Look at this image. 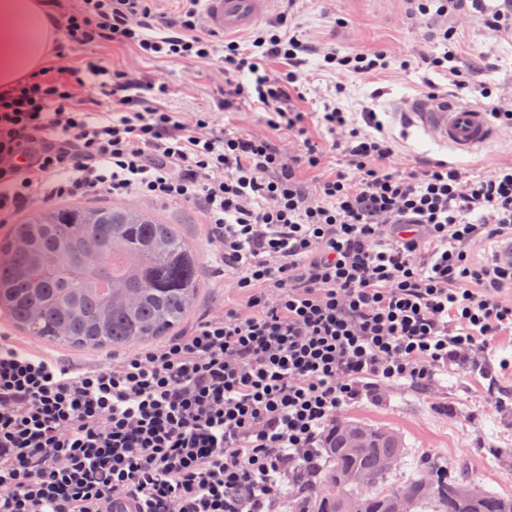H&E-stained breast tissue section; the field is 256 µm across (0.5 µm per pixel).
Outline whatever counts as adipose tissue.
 Instances as JSON below:
<instances>
[{
	"label": "adipose tissue",
	"instance_id": "1",
	"mask_svg": "<svg viewBox=\"0 0 512 512\" xmlns=\"http://www.w3.org/2000/svg\"><path fill=\"white\" fill-rule=\"evenodd\" d=\"M55 41L38 0H0V91L37 71Z\"/></svg>",
	"mask_w": 512,
	"mask_h": 512
}]
</instances>
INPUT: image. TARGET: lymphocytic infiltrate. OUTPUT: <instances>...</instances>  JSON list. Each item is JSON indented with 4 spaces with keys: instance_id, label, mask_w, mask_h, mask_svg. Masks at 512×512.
I'll list each match as a JSON object with an SVG mask.
<instances>
[{
    "instance_id": "1",
    "label": "lymphocytic infiltrate",
    "mask_w": 512,
    "mask_h": 512,
    "mask_svg": "<svg viewBox=\"0 0 512 512\" xmlns=\"http://www.w3.org/2000/svg\"><path fill=\"white\" fill-rule=\"evenodd\" d=\"M410 2L443 47L422 62L477 95L450 21L511 34L512 0ZM42 3L64 32L60 57L101 42L154 58L214 52L191 8L157 33L148 0ZM305 50L283 13L224 44L225 107L253 105L291 132L290 157L217 129L211 113L165 111L129 80L109 91L118 115L92 111L97 59L47 64L0 94L1 224L37 197L199 200L244 299L115 366L76 367L0 336V512H103L116 494L142 512H278L284 482L314 483L349 406L404 381L428 386L512 329L501 298L512 267L471 260L485 237L512 232V164L474 178L445 161L405 165L377 112L356 119L326 101L318 122L347 167L304 191L298 169L324 157L295 105ZM323 61L339 73L389 67L381 51L332 48Z\"/></svg>"
}]
</instances>
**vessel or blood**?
I'll return each mask as SVG.
<instances>
[{
	"label": "vessel or blood",
	"instance_id": "1",
	"mask_svg": "<svg viewBox=\"0 0 512 512\" xmlns=\"http://www.w3.org/2000/svg\"><path fill=\"white\" fill-rule=\"evenodd\" d=\"M274 0H199L206 29L215 34L251 28L270 10ZM407 120L438 143L470 153L496 140L500 132L478 104L449 100L431 93L416 99Z\"/></svg>",
	"mask_w": 512,
	"mask_h": 512
}]
</instances>
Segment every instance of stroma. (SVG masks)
Masks as SVG:
<instances>
[{
  "mask_svg": "<svg viewBox=\"0 0 512 512\" xmlns=\"http://www.w3.org/2000/svg\"><path fill=\"white\" fill-rule=\"evenodd\" d=\"M283 11L292 30L299 32L309 46L304 71L310 98L299 108L306 114L314 140L328 145L330 137L317 127L314 113L321 109L324 98L334 96L345 111L359 112L369 107L378 112L396 151L410 165L444 159L467 176L480 177L500 164L512 162V127L504 128L501 137L482 150L456 155L396 119L397 108L408 107L432 92L452 91L446 76L422 65L420 54H438L442 47L429 37L424 23L409 17L406 0H276L272 14ZM453 25L458 33L456 52L461 70L489 93L483 106L489 110L512 106V35L493 33L476 19L464 16L454 19ZM330 46L344 52H386L390 67L371 76L326 70L322 55ZM87 57L102 60L109 72L123 73L131 81L165 84L167 93L159 104L167 111L209 112L226 130L259 133L284 150L292 148V136L269 128L263 113L244 104L225 109L220 57L201 61L154 59L128 46L102 43L73 47L68 60L76 63ZM75 203L136 208L176 225L197 252L201 279L184 327L238 307L241 297L224 285V264L209 239L200 202L162 203L94 193L76 198ZM0 336L80 367L116 364L129 354L125 348L85 349L54 343L15 327L3 315ZM342 417L391 429L402 436L405 454L387 473L386 483L402 484L421 477V459L431 456L452 471L459 463H467L474 484L512 497V331L494 337L489 347L476 349L467 366L438 372L427 389L395 385L377 399L353 404Z\"/></svg>",
  "mask_w": 512,
  "mask_h": 512,
  "instance_id": "35a3bbf8",
  "label": "stroma"
}]
</instances>
